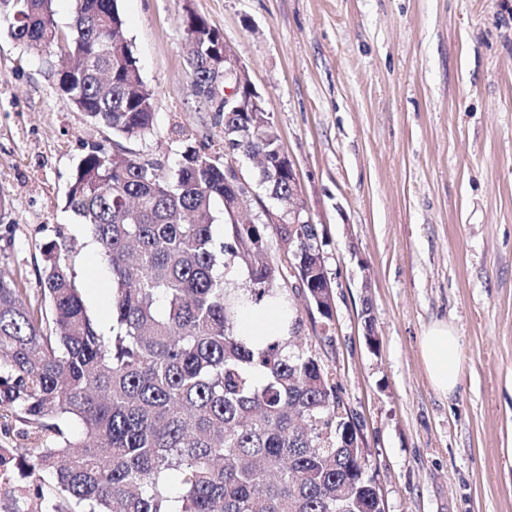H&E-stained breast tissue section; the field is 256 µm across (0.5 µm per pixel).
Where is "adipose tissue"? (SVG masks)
<instances>
[{"label": "adipose tissue", "mask_w": 512, "mask_h": 512, "mask_svg": "<svg viewBox=\"0 0 512 512\" xmlns=\"http://www.w3.org/2000/svg\"><path fill=\"white\" fill-rule=\"evenodd\" d=\"M287 325L286 311L280 301L267 299L247 304L240 319V329L247 336H280ZM421 354L433 387L452 393L461 377L459 339L448 324L429 326L421 337Z\"/></svg>", "instance_id": "1"}]
</instances>
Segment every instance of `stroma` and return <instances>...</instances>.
Instances as JSON below:
<instances>
[{"label":"stroma","instance_id":"35a3bbf8","mask_svg":"<svg viewBox=\"0 0 512 512\" xmlns=\"http://www.w3.org/2000/svg\"><path fill=\"white\" fill-rule=\"evenodd\" d=\"M118 4L156 99L142 159L172 170L188 145L224 157L217 105L189 74L187 14L220 33L262 96L333 286L327 322L287 277L288 314L342 386L385 512H512V0ZM59 66L0 21V272L36 288L44 246L74 243L85 304L107 331L112 274L66 198L88 147L112 132L58 91ZM235 161L250 218L283 211L256 162ZM436 322L460 340L449 396L420 350Z\"/></svg>","mask_w":512,"mask_h":512}]
</instances>
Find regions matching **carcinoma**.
Masks as SVG:
<instances>
[{"mask_svg":"<svg viewBox=\"0 0 512 512\" xmlns=\"http://www.w3.org/2000/svg\"><path fill=\"white\" fill-rule=\"evenodd\" d=\"M0 0L15 41L62 42L77 65L57 73L75 109L112 130L77 165L67 203L112 271V331L88 313L74 255L49 243L37 295L0 275V430L35 447L0 446L4 512H384L366 451L343 447L349 421L336 378L293 346L302 327L263 346L239 327L248 302L287 299L265 224H236L224 165L187 147L174 172L128 147L154 133L155 99L129 44L118 0ZM196 93L214 97L224 39L185 19ZM219 108L224 137L263 157L271 193L288 196L273 122L235 92ZM222 207L224 239L213 234ZM309 292H325L317 225L277 227ZM244 260L252 287H227ZM77 422L81 432L70 431Z\"/></svg>","mask_w":512,"mask_h":512,"instance_id":"carcinoma-1","label":"carcinoma"}]
</instances>
